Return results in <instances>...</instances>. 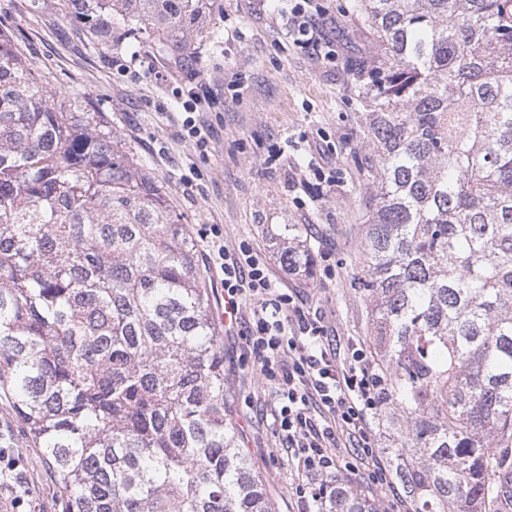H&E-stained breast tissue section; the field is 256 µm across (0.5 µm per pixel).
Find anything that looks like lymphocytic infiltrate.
I'll return each mask as SVG.
<instances>
[{"instance_id": "lymphocytic-infiltrate-1", "label": "lymphocytic infiltrate", "mask_w": 512, "mask_h": 512, "mask_svg": "<svg viewBox=\"0 0 512 512\" xmlns=\"http://www.w3.org/2000/svg\"><path fill=\"white\" fill-rule=\"evenodd\" d=\"M211 263L224 276V311L266 385L273 388L279 433L308 476L335 473L340 448L354 449L368 465L372 482L390 474L378 455L368 417L384 401L386 384L370 367L363 350L339 357L319 313L304 310L292 294L278 288L264 259L252 247L228 249L219 225L206 240ZM255 301L249 321L240 312Z\"/></svg>"}]
</instances>
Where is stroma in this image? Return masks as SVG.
<instances>
[{
  "label": "stroma",
  "mask_w": 512,
  "mask_h": 512,
  "mask_svg": "<svg viewBox=\"0 0 512 512\" xmlns=\"http://www.w3.org/2000/svg\"><path fill=\"white\" fill-rule=\"evenodd\" d=\"M351 0H315L332 62H319L287 26L291 0H208L192 35L193 52L162 55L149 37L97 46L60 0H0V32L12 37L28 62L68 100L101 113L141 164L166 187L170 203L192 233L211 314L224 322V288L207 257L204 235L224 231L233 249L247 243L265 256L279 287L320 311L340 352L366 348L371 305L355 282L371 184V155L363 116L353 103L356 61L373 53L366 31L351 16ZM201 79L213 93L200 119L207 148L183 137L174 90ZM301 228L315 259L313 277L282 263L285 225ZM233 332L224 334V398L240 448L259 473L274 512H310L297 488V471L273 418L272 390L241 358ZM0 436L20 452L32 494L22 506L0 488V512H61L59 491L38 449L22 439L11 399L0 393ZM336 474L369 495L376 512L394 503L414 512L399 482L373 484L352 472L343 453Z\"/></svg>",
  "instance_id": "obj_1"
}]
</instances>
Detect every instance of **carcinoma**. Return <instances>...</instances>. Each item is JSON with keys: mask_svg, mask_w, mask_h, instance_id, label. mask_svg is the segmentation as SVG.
Listing matches in <instances>:
<instances>
[{"mask_svg": "<svg viewBox=\"0 0 512 512\" xmlns=\"http://www.w3.org/2000/svg\"><path fill=\"white\" fill-rule=\"evenodd\" d=\"M204 0H67L187 53ZM374 56L358 288L406 427L417 512L512 501V0H352ZM308 272L306 245L285 251ZM0 388L63 512H273L224 410V338L193 236L98 112L0 33ZM317 512H374L349 482Z\"/></svg>", "mask_w": 512, "mask_h": 512, "instance_id": "obj_1", "label": "carcinoma"}]
</instances>
